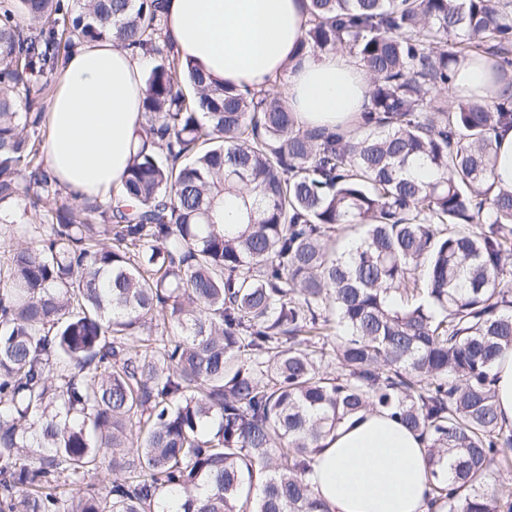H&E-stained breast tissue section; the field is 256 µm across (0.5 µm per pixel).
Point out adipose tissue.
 <instances>
[{
	"label": "adipose tissue",
	"instance_id": "1",
	"mask_svg": "<svg viewBox=\"0 0 512 512\" xmlns=\"http://www.w3.org/2000/svg\"><path fill=\"white\" fill-rule=\"evenodd\" d=\"M174 49L240 90L288 83V107L303 128H352L370 105V79L356 59L296 49L307 27L304 0H163ZM142 61L107 43L68 58L46 110L50 172L77 197L117 193L143 126ZM456 95L501 94L489 63L457 67ZM308 479L331 512H434L422 436L390 412L369 409L337 424L315 453Z\"/></svg>",
	"mask_w": 512,
	"mask_h": 512
}]
</instances>
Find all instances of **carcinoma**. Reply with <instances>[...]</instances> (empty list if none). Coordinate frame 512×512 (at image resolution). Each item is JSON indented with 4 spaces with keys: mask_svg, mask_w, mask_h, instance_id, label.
Segmentation results:
<instances>
[{
    "mask_svg": "<svg viewBox=\"0 0 512 512\" xmlns=\"http://www.w3.org/2000/svg\"><path fill=\"white\" fill-rule=\"evenodd\" d=\"M301 51L372 80L349 131L301 129L174 51L163 0H0V512H330L312 455L382 407L429 442L433 502L512 512V94L443 100L462 59L512 86L499 0H306ZM105 42L160 62L104 198L42 213L41 96ZM415 157L431 170L410 178ZM498 461L511 477L490 480ZM494 146L496 148L495 188L512 189V126L504 125L497 129ZM493 375L499 420L512 425V352L497 362Z\"/></svg>",
    "mask_w": 512,
    "mask_h": 512,
    "instance_id": "obj_1",
    "label": "carcinoma"
}]
</instances>
